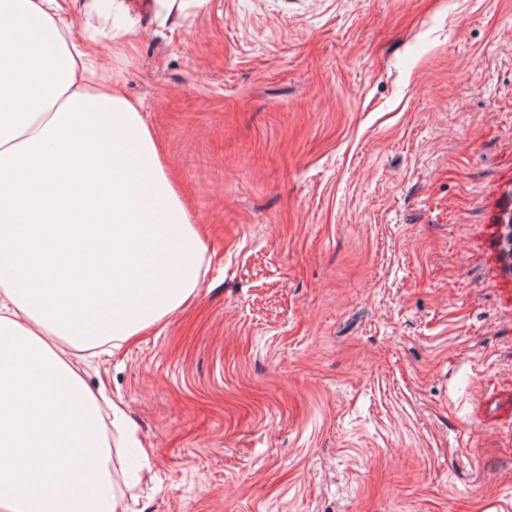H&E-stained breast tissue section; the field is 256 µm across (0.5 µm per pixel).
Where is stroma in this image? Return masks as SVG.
Returning <instances> with one entry per match:
<instances>
[{
    "label": "stroma",
    "mask_w": 512,
    "mask_h": 512,
    "mask_svg": "<svg viewBox=\"0 0 512 512\" xmlns=\"http://www.w3.org/2000/svg\"><path fill=\"white\" fill-rule=\"evenodd\" d=\"M126 7L208 271L66 350L148 456L125 512H512V0ZM499 225V248L506 268H512V215L503 217Z\"/></svg>",
    "instance_id": "stroma-1"
}]
</instances>
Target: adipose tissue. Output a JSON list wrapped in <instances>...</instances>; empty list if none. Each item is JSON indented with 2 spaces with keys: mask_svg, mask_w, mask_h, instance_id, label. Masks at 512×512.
<instances>
[{
  "mask_svg": "<svg viewBox=\"0 0 512 512\" xmlns=\"http://www.w3.org/2000/svg\"><path fill=\"white\" fill-rule=\"evenodd\" d=\"M59 0H0V512H118L133 442L61 345L118 348L197 290L206 245L142 112Z\"/></svg>",
  "mask_w": 512,
  "mask_h": 512,
  "instance_id": "adipose-tissue-1",
  "label": "adipose tissue"
}]
</instances>
